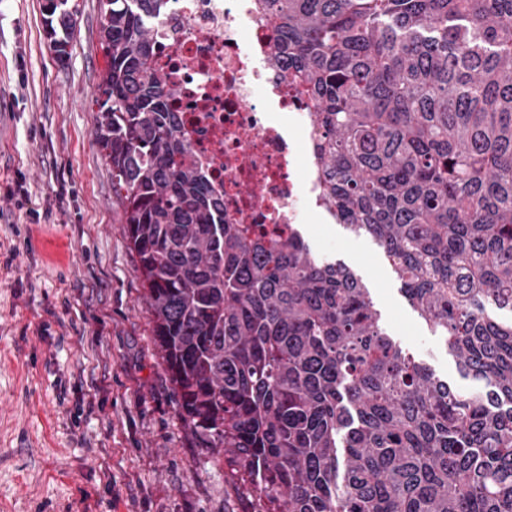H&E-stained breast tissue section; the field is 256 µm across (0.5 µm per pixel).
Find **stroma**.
Instances as JSON below:
<instances>
[{"instance_id":"obj_1","label":"stroma","mask_w":512,"mask_h":512,"mask_svg":"<svg viewBox=\"0 0 512 512\" xmlns=\"http://www.w3.org/2000/svg\"><path fill=\"white\" fill-rule=\"evenodd\" d=\"M77 3L61 61L46 0H0V512H257L178 416L95 138L100 2ZM302 234L362 279L402 347L477 390L372 239L323 211Z\"/></svg>"}]
</instances>
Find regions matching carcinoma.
Wrapping results in <instances>:
<instances>
[{
	"mask_svg": "<svg viewBox=\"0 0 512 512\" xmlns=\"http://www.w3.org/2000/svg\"><path fill=\"white\" fill-rule=\"evenodd\" d=\"M95 136L200 443L258 512H512V0H260L314 114L326 207L389 258L464 393L298 229L224 220L154 68L167 0H102ZM78 4L48 0L68 55Z\"/></svg>",
	"mask_w": 512,
	"mask_h": 512,
	"instance_id": "1",
	"label": "carcinoma"
}]
</instances>
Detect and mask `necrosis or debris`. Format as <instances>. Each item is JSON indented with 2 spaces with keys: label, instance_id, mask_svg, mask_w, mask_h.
I'll list each match as a JSON object with an SVG mask.
<instances>
[{
  "label": "necrosis or debris",
  "instance_id": "obj_1",
  "mask_svg": "<svg viewBox=\"0 0 512 512\" xmlns=\"http://www.w3.org/2000/svg\"><path fill=\"white\" fill-rule=\"evenodd\" d=\"M269 43L259 0H168L155 61L226 220L284 229L311 223L323 176L314 116L287 74L268 66Z\"/></svg>",
  "mask_w": 512,
  "mask_h": 512
}]
</instances>
